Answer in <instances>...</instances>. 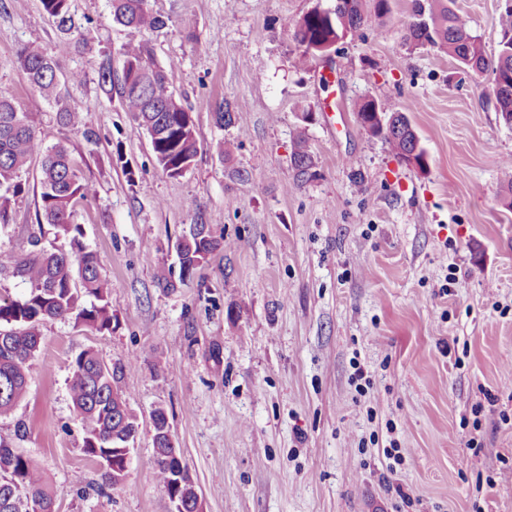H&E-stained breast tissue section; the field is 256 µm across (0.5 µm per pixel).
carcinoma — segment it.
<instances>
[{
    "label": "carcinoma",
    "instance_id": "cac0c4a2",
    "mask_svg": "<svg viewBox=\"0 0 512 512\" xmlns=\"http://www.w3.org/2000/svg\"><path fill=\"white\" fill-rule=\"evenodd\" d=\"M363 0H336L335 8L324 14L307 13L296 22H287L293 40L302 48L299 57L305 66L315 54L306 49L311 43L334 39L347 27L364 22ZM423 16L412 11L407 39L418 45L440 46L466 68L497 75L492 87L496 112L502 122H512V10L501 17L504 31L494 57L486 55L481 42L470 31L466 15L455 8V0H425ZM44 12L62 32L72 28L69 0H41ZM112 16L121 27L140 32L155 29L164 22L146 8V0H110ZM123 104L138 126L148 136L153 153L164 172L180 176L192 163L196 149V130L190 112L166 93L167 74L151 61L145 42L129 40L122 49ZM18 65L29 85L43 94L57 109L60 122L83 132L88 139L93 132L76 107L58 90L57 61L41 50H20ZM377 115L376 123L385 130L401 124L403 131L383 139L399 159L414 150L418 137L407 115L390 101L374 99L363 102L357 117ZM35 155L43 156L39 176L42 215L63 235L71 238V251H51L31 242L26 254L9 256L0 267L9 264L13 273L26 280L30 288L16 299L0 297V415L11 411L28 387V362L40 350L39 325L46 319L75 321L98 332L111 329L108 292L96 255L81 241L79 225L71 222L77 200L86 196L87 187L77 174V165L68 148L57 144L43 147L34 123L17 108L15 97L0 90V224L9 221L10 196L21 189V172ZM296 177L313 176V157L305 140H298L293 153ZM179 253V279L193 276L220 247L206 225L201 230L187 229L176 242ZM116 369H108L91 350L77 354L72 362V402L84 427V453L98 462L113 461L116 472H101L98 492L126 487L119 479L126 470L121 448L137 432L139 423L128 400L113 391ZM154 465L168 499L195 502V482L183 463L180 449L171 445L170 426L164 408L155 409ZM40 501L46 512H54V501L38 475L31 459L0 440V512H29V503Z\"/></svg>",
    "mask_w": 512,
    "mask_h": 512
}]
</instances>
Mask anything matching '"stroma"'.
<instances>
[{
    "label": "stroma",
    "instance_id": "obj_1",
    "mask_svg": "<svg viewBox=\"0 0 512 512\" xmlns=\"http://www.w3.org/2000/svg\"><path fill=\"white\" fill-rule=\"evenodd\" d=\"M511 3L456 0L487 54ZM70 4L66 37L40 0H0V87L78 163L89 192L72 221L112 313L102 333L43 321L27 392L0 416V439L31 458L55 512H170L153 465L157 407L204 512H512V128L489 74L406 42L412 0H390L381 18L364 0V23L305 67L284 23L335 0H147L164 25L140 38L197 129L173 178L123 110L129 36L109 0ZM26 45L57 56L94 140L30 87ZM366 98L408 116L425 168L361 127ZM226 138L230 162L214 149ZM301 138L316 171L306 182L291 162ZM38 174L31 164L10 198L0 255L34 239L70 248L38 219ZM191 224L221 246L183 280L175 243ZM86 349L120 367L140 423L127 491L97 494L82 452L70 384Z\"/></svg>",
    "mask_w": 512,
    "mask_h": 512
}]
</instances>
